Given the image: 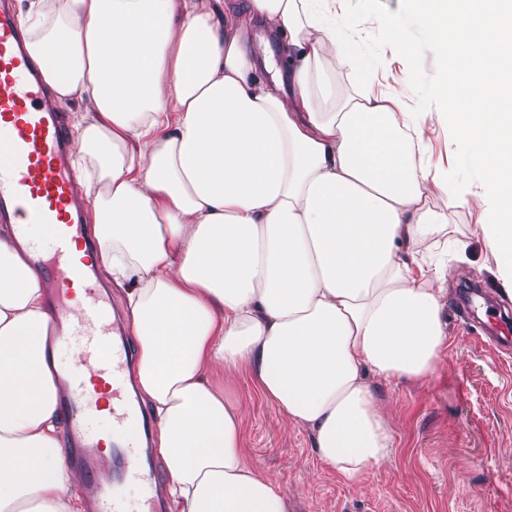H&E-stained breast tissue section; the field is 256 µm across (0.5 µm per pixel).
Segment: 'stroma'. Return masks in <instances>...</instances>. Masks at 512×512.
I'll list each match as a JSON object with an SVG mask.
<instances>
[{
    "instance_id": "1",
    "label": "stroma",
    "mask_w": 512,
    "mask_h": 512,
    "mask_svg": "<svg viewBox=\"0 0 512 512\" xmlns=\"http://www.w3.org/2000/svg\"><path fill=\"white\" fill-rule=\"evenodd\" d=\"M477 201L454 210L449 241L468 242L447 264L448 349L427 381L384 388L392 463L347 484L319 461L310 433L237 379L248 457L288 494V512H512V345L483 328L506 299L478 224Z\"/></svg>"
}]
</instances>
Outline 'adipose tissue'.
Returning a JSON list of instances; mask_svg holds the SVG:
<instances>
[{
	"label": "adipose tissue",
	"mask_w": 512,
	"mask_h": 512,
	"mask_svg": "<svg viewBox=\"0 0 512 512\" xmlns=\"http://www.w3.org/2000/svg\"><path fill=\"white\" fill-rule=\"evenodd\" d=\"M403 2L384 46L443 78L405 88L388 67L383 90L342 96L360 50L346 0H28L18 15L49 100L83 105L74 163L176 512H288L245 456L240 373L345 483L390 461L380 389L428 379L448 342V270L419 245L450 208L478 199L512 296V0ZM258 25L284 53L270 77ZM434 124L456 127L451 170L429 161ZM14 233L0 225V512H84L53 297Z\"/></svg>",
	"instance_id": "adipose-tissue-1"
}]
</instances>
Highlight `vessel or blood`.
<instances>
[{
	"label": "vessel or blood",
	"mask_w": 512,
	"mask_h": 512,
	"mask_svg": "<svg viewBox=\"0 0 512 512\" xmlns=\"http://www.w3.org/2000/svg\"><path fill=\"white\" fill-rule=\"evenodd\" d=\"M10 2L0 0V222L14 225L46 287L63 292L52 309L68 354L61 404L90 512H164L159 471L143 462L154 425L129 395L132 350L115 339L93 272L97 249L76 197L74 145L64 115L46 102ZM107 446L119 475L100 468Z\"/></svg>",
	"instance_id": "vessel-or-blood-1"
}]
</instances>
